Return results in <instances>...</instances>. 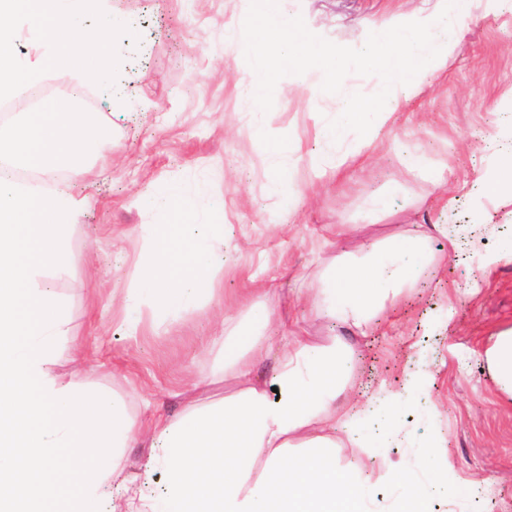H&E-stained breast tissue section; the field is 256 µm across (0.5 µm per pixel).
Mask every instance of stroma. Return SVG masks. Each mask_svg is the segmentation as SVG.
Listing matches in <instances>:
<instances>
[{"label": "stroma", "mask_w": 512, "mask_h": 512, "mask_svg": "<svg viewBox=\"0 0 512 512\" xmlns=\"http://www.w3.org/2000/svg\"><path fill=\"white\" fill-rule=\"evenodd\" d=\"M445 0H295L314 33L348 47L392 24L442 9ZM127 16L114 42V92L94 90L90 113L108 137L90 154L72 192L85 203L71 228L74 262L54 285L69 310L80 353L63 351L57 371L80 370L90 386L119 393L145 425V405L179 410L193 377L220 369L222 335L240 326L239 296L266 288H317L343 256L359 259L363 241L385 244L417 225L445 224L456 249L435 238L440 258L414 289L379 312L357 338L345 396L363 400L406 377L429 379L430 400L405 403L412 445L371 458L357 444L343 462L370 472L391 501L390 462L434 445L448 462V487L433 512H504L512 506V393L492 374L487 351L512 331V197L482 184L512 149V0H476L455 27L448 63L429 74L385 126L341 170L338 145L317 134L337 112L335 95L281 79L274 106L260 113L241 93L253 72L227 23L246 0H106ZM288 143L290 192L267 189L271 160L255 131ZM423 156L444 179L408 166ZM179 189L197 223L222 217L236 261L211 301L158 333L127 335L118 308L135 251L130 229L163 224L165 210L144 203L151 188ZM473 489L465 496L460 485Z\"/></svg>", "instance_id": "1"}]
</instances>
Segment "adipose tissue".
I'll list each match as a JSON object with an SVG mask.
<instances>
[{"label": "adipose tissue", "instance_id": "1", "mask_svg": "<svg viewBox=\"0 0 512 512\" xmlns=\"http://www.w3.org/2000/svg\"><path fill=\"white\" fill-rule=\"evenodd\" d=\"M21 15L43 49L33 61L12 50ZM124 26L110 12L91 14L87 0H0V96H22L61 68L111 92L113 35ZM75 113L61 97L0 125V512H107L117 498L123 512H383L371 479L337 461L336 435L382 453L404 434L397 412L412 389L383 387L364 405L344 399L349 332H365L375 311L414 285L424 246L449 237L447 225H425L385 251L364 244L363 263L332 268L324 312L346 333L328 344L313 343L297 324L267 335L277 309L246 291L239 304L248 321L224 339L222 374L237 393L155 413L147 453L129 479L125 450L136 425L123 399L56 371L64 347L80 343L52 279L73 261L70 227L81 203L68 183L48 193L12 176L21 164L82 179L98 132ZM147 200L165 206L170 220L132 230L139 249L121 311L133 333L145 318L175 321L205 304L224 275L222 223H193L171 186ZM295 444L300 454L289 455ZM414 458L395 501L430 512L428 491L447 472L435 447L415 449Z\"/></svg>", "mask_w": 512, "mask_h": 512}]
</instances>
